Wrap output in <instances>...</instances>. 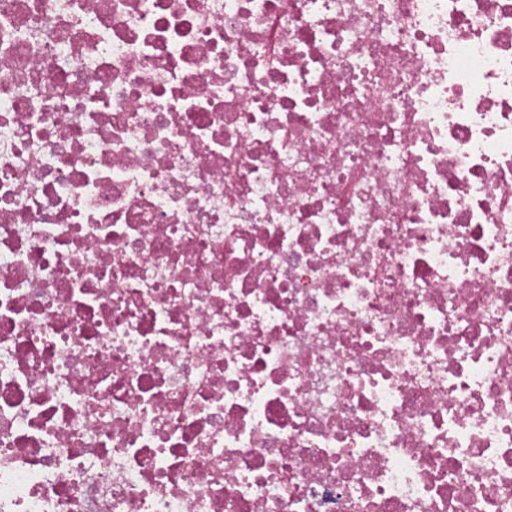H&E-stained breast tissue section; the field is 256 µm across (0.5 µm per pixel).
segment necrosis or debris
<instances>
[{"instance_id": "4bbe7bcc", "label": "necrosis or debris", "mask_w": 512, "mask_h": 512, "mask_svg": "<svg viewBox=\"0 0 512 512\" xmlns=\"http://www.w3.org/2000/svg\"><path fill=\"white\" fill-rule=\"evenodd\" d=\"M0 512H512V0H0Z\"/></svg>"}]
</instances>
